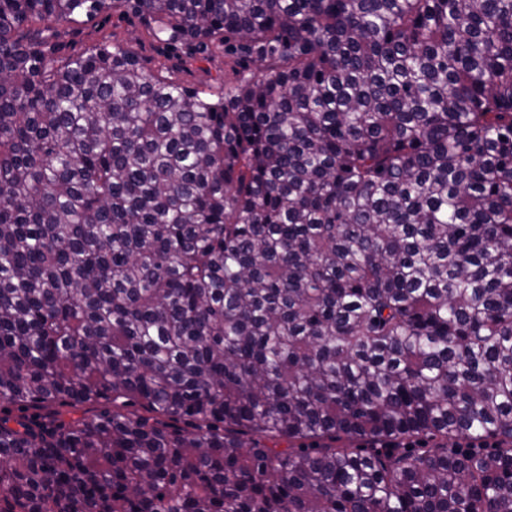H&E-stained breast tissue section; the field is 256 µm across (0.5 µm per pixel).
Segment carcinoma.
<instances>
[{
    "mask_svg": "<svg viewBox=\"0 0 512 512\" xmlns=\"http://www.w3.org/2000/svg\"><path fill=\"white\" fill-rule=\"evenodd\" d=\"M0 403V512H512V0H0ZM112 34L138 52L148 67L154 68L163 63L177 66L178 77L190 88L217 92L232 86L240 75H261L258 62L237 59L227 54L212 57L208 61L188 59L189 49L184 46L153 42L146 33L142 18L133 14L115 12L70 26L56 25L44 32L43 36L56 44L59 56H66L100 36Z\"/></svg>",
    "mask_w": 512,
    "mask_h": 512,
    "instance_id": "carcinoma-1",
    "label": "carcinoma"
}]
</instances>
